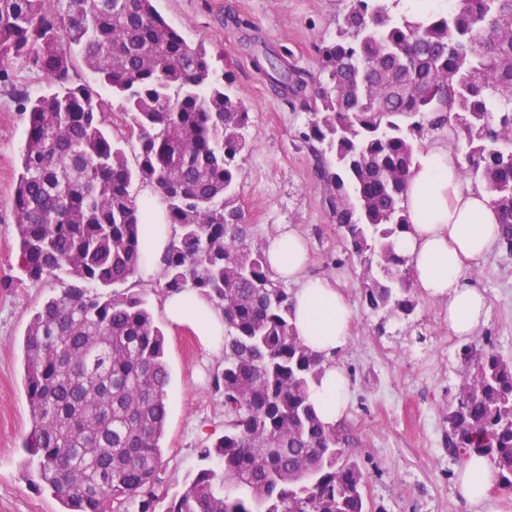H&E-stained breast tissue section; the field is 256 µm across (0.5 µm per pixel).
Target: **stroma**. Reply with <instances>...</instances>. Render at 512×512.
<instances>
[{"instance_id":"obj_1","label":"stroma","mask_w":512,"mask_h":512,"mask_svg":"<svg viewBox=\"0 0 512 512\" xmlns=\"http://www.w3.org/2000/svg\"><path fill=\"white\" fill-rule=\"evenodd\" d=\"M157 10L188 40L203 43L232 80L251 116V150L241 162L237 203L265 244L292 227L309 245L308 274L339 282L353 309L352 335L337 360L350 383L346 421L366 477L372 512H512V490L492 487L481 509L458 493L460 464L445 446L446 408L461 382V337L453 335L438 301L418 297L406 319L372 313L361 301L363 269L333 259L343 247L323 200L326 188L299 133L310 119L298 101L274 91L253 55L265 47L289 65L317 76V45L334 37L347 0H155ZM27 115L0 87V512H61L48 488L24 469L23 444L32 428L24 385V336L41 304L59 292L56 279L33 281L18 269L12 195L26 141ZM474 286L488 301L481 330L512 360V259L495 252L475 266ZM158 278L139 280L166 337L171 382L161 439V478L178 491L201 466L200 448L224 433V403L210 381L224 358L190 326L165 322Z\"/></svg>"}]
</instances>
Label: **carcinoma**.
<instances>
[{
	"label": "carcinoma",
	"instance_id": "obj_1",
	"mask_svg": "<svg viewBox=\"0 0 512 512\" xmlns=\"http://www.w3.org/2000/svg\"><path fill=\"white\" fill-rule=\"evenodd\" d=\"M306 74L267 50L255 64L312 118L302 132L327 187L345 253L378 271L362 282L373 313L417 306L402 205L424 140L448 130L461 178L482 185L512 255V0H456L395 16L387 0H349L337 35ZM25 59L46 88L15 82ZM94 74L77 81L75 60ZM0 84L28 114L13 192L18 266L70 279L24 339L33 415L26 465L64 512H371L352 426L323 424L309 402L321 360L292 323V293L269 269L236 205L249 112L202 44L154 0H0ZM119 100L120 124L100 90ZM136 145L135 166L126 149ZM151 187L173 236L162 294L194 290L224 313L212 379L224 434L208 466L169 494L160 440L171 373L165 337L141 292L119 291L145 247L139 192ZM462 382L446 409L448 454L488 458L512 487V363L484 338L460 348Z\"/></svg>",
	"mask_w": 512,
	"mask_h": 512
}]
</instances>
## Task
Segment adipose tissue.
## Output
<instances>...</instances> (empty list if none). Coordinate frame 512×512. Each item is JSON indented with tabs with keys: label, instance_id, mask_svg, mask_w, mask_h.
<instances>
[{
	"label": "adipose tissue",
	"instance_id": "obj_1",
	"mask_svg": "<svg viewBox=\"0 0 512 512\" xmlns=\"http://www.w3.org/2000/svg\"><path fill=\"white\" fill-rule=\"evenodd\" d=\"M404 205L410 227L400 249L410 259L413 286L444 306L453 335H475L486 323L483 292L471 286L465 270L479 263L501 242L499 218L484 188L464 184L459 161L440 145L427 146L416 157L407 183ZM144 226L147 247L139 267L151 274L171 237L162 211L151 208ZM270 269L278 279L295 284L293 324L305 345L322 361L323 373L310 393V401L329 426L344 418L349 395L348 379L336 361L350 336L353 310L335 281L306 276L308 245L295 230L270 237L265 248ZM161 310L173 325H187L213 346L224 342V315L194 291L163 298ZM495 467L484 457L471 456L458 479L461 496L480 507L488 490L497 484Z\"/></svg>",
	"mask_w": 512,
	"mask_h": 512
}]
</instances>
